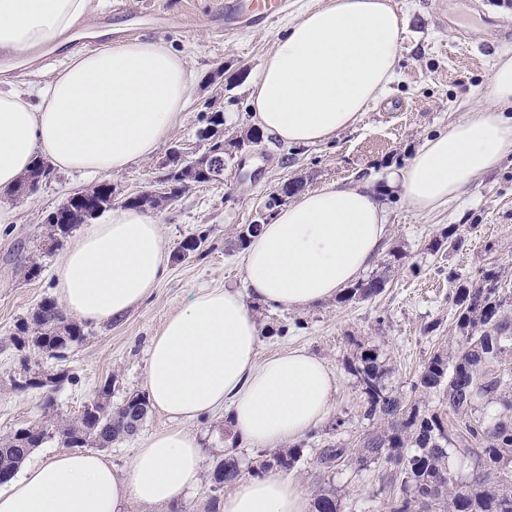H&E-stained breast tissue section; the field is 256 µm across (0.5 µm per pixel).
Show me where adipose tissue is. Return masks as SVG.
<instances>
[{
    "label": "adipose tissue",
    "mask_w": 512,
    "mask_h": 512,
    "mask_svg": "<svg viewBox=\"0 0 512 512\" xmlns=\"http://www.w3.org/2000/svg\"><path fill=\"white\" fill-rule=\"evenodd\" d=\"M92 0H0V55L60 45L87 26ZM403 21L390 0H325L278 36L250 88L256 124L289 145H316L352 129L394 75ZM185 56L149 38L108 42L73 55L38 90L0 89V192L40 158L80 174L115 173L169 141L194 84ZM512 158V54L500 55L488 100L447 132L426 139L410 163L387 174L414 209L429 212L464 194ZM388 211L370 186L336 183L279 209L247 243L242 285L192 293L151 340L145 392L177 423L147 438L125 470L96 453L61 452L0 490V512H122L163 506L194 488L202 447L188 421L227 413L235 437L277 448L329 415L337 390L325 363L294 348L258 360L253 301L303 310L331 300L378 258ZM168 269L154 218L116 207L84 225L53 269L65 309L107 322L148 299ZM287 477L237 481L223 512H308Z\"/></svg>",
    "instance_id": "1"
}]
</instances>
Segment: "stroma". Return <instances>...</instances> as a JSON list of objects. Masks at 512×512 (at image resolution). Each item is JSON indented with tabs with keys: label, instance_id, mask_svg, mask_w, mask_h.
I'll list each match as a JSON object with an SVG mask.
<instances>
[{
	"label": "stroma",
	"instance_id": "obj_1",
	"mask_svg": "<svg viewBox=\"0 0 512 512\" xmlns=\"http://www.w3.org/2000/svg\"><path fill=\"white\" fill-rule=\"evenodd\" d=\"M225 0H93L88 28L70 32L57 47L5 61L0 56V87L45 83L61 70L73 53L106 42L146 37L169 45L188 57L196 82L173 135L174 140L204 148L198 132L205 110L224 114L226 139L252 128L250 86L278 35L309 8L324 0H288L287 10L259 29L241 28L223 35ZM404 19L399 60L388 92L371 103L359 123L330 142L315 146L288 145L265 135L262 143L234 151L225 160L224 181L195 187L172 204L151 209L169 249L190 235L205 237L200 256L170 261L154 296L124 315L102 324H85V338L64 358L40 356L57 386L24 392L11 386L26 357L10 340L15 324L43 299L56 295L52 268L61 247L47 244V214L73 193L98 184L53 172L36 193L19 197L0 193L11 206L14 223L0 227V436L41 419L45 397H53L55 412L77 415L104 383H112V401L143 390L144 369L152 336L193 292L203 287L241 284L242 251L239 230L264 221L265 203L281 185L302 181L310 191L329 182L366 180L389 209L383 250L368 276L386 277L382 294L368 301L341 304L332 300L315 308L290 311L258 305L259 358L301 347L322 358L337 380L328 418L301 439L304 456L290 477L313 496L334 482L341 512H360L375 483L370 470L341 465L331 474L316 458L325 445L345 440L357 447L369 423L361 412L356 379L345 369L359 347L377 346L392 369L391 388L411 397V381L422 364L447 348L455 334V313L449 296L454 289L449 272L479 277L482 269L498 267L512 275V159L478 179L468 193L447 206L423 213L386 188V172L405 167L427 138L447 131L475 103L487 99L499 55L512 51V0H391ZM171 27H155V15ZM169 153L161 147L149 160L109 174L113 205L152 188L162 175ZM458 227L460 249L433 253L432 240L449 225ZM42 265L38 277L28 278L31 263ZM166 418L149 410L142 427L101 454L114 468H125L144 438L168 428ZM201 437L203 464L197 488L183 497L185 512H211L209 473L225 450H233L242 466H253L256 450L234 440L223 414L191 422Z\"/></svg>",
	"mask_w": 512,
	"mask_h": 512
}]
</instances>
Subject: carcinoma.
Returning a JSON list of instances; mask_svg holds the SVG:
<instances>
[{"label": "carcinoma", "mask_w": 512, "mask_h": 512, "mask_svg": "<svg viewBox=\"0 0 512 512\" xmlns=\"http://www.w3.org/2000/svg\"><path fill=\"white\" fill-rule=\"evenodd\" d=\"M200 131L206 152L189 163L172 160L175 170L166 174L170 195L161 199L141 196L137 208H158L184 194L183 182L207 184L224 177V140L217 137L224 128V113L203 115ZM51 167L37 160L18 186L34 190L49 178ZM106 210L112 204L108 189L92 186L69 197L46 216L48 239L59 244L76 227L91 219L95 210L90 201ZM204 237L192 235L177 246L176 260L197 252ZM461 244L457 228L434 239L430 250L455 249ZM385 288L381 277L361 279L343 289L342 304L367 301ZM456 307L458 341L448 351H437L422 364L412 380L413 399H405L389 388L391 369L381 361L375 347L363 348L347 361L362 397V417L372 426L360 437V446L349 451L338 441L321 449L317 465L332 471L343 462L360 469L378 465L377 489L372 497L384 498L387 512H512V280L496 267L482 270L476 283L467 281L452 292ZM85 337L81 323L64 316L55 300H43L30 317L21 320L13 333L14 343L32 353L61 358L71 344ZM436 395L442 408L431 409L425 398ZM99 402L73 418L47 420L42 426L21 427L0 437V475L12 478L21 464L47 440L59 437L71 448L85 446L90 439L108 448L129 436L126 417L136 412L148 414L146 395L133 392L122 403L112 405L111 383L97 391ZM253 473L276 470L288 473L300 463L303 449L260 450ZM458 456L468 462L462 477L453 470L450 459ZM242 476L235 455H226L213 471V491L229 489ZM314 512H340L336 487H322L314 494Z\"/></svg>", "instance_id": "cac0c4a2"}]
</instances>
